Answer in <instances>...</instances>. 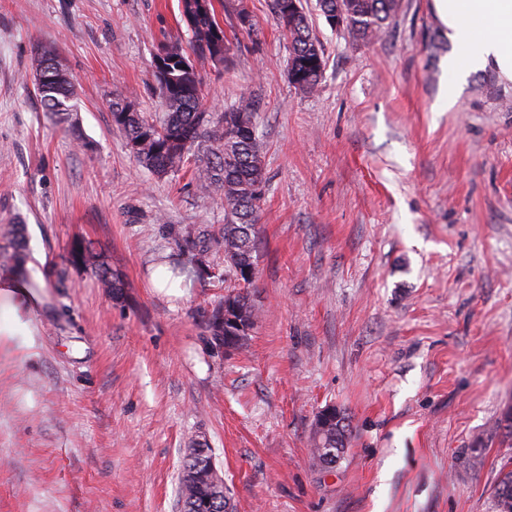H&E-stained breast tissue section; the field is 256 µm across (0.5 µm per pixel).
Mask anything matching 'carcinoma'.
<instances>
[{"label":"carcinoma","instance_id":"cac0c4a2","mask_svg":"<svg viewBox=\"0 0 512 512\" xmlns=\"http://www.w3.org/2000/svg\"><path fill=\"white\" fill-rule=\"evenodd\" d=\"M322 15L340 10L349 20L347 29L364 42L375 40L402 9V0H317ZM180 16H193L188 27L191 34L189 49L177 43L161 45L171 61L166 81L156 80L162 116L148 119L128 104L112 103V123L120 130L126 142L138 145L133 154L136 161L153 174L163 177L193 164L196 170L197 190L202 194H216L224 202V230L217 239V247L224 252L225 271L237 276L238 271L255 264L256 226L260 202L266 187L265 156L256 132L255 104L248 96L228 112L208 111L203 93V82L196 64L188 67L181 60L193 55L199 61H212L216 54L227 59L231 50L228 37L222 44L215 42V30L221 28L217 20L215 0H179ZM273 10L284 25L291 44L289 72L293 73L297 88L314 93L318 90L325 61L323 52L312 36L308 15L304 12L288 14V0H273ZM45 111L63 124L68 121L74 100V84L64 67L56 70V80L49 87H37ZM169 234L186 249L196 248L195 230L189 225H171ZM7 246L0 249V260L19 271L28 259L25 225L13 221L4 232ZM73 267L88 266L101 288L114 299L122 297L124 283L100 255L80 244L75 245L67 259ZM233 300L251 322L258 313L250 296L237 292L224 296V301L213 310L208 328L212 343L224 335L217 321L224 315V302ZM349 421L341 414L339 427L324 438L336 449L341 459L347 447ZM201 463L186 459L180 485L182 512H193V505L210 501L209 512H227V500L216 497L219 490L212 488L199 475L209 468L212 455L200 452ZM498 512H512V471L500 481L496 490Z\"/></svg>","mask_w":512,"mask_h":512}]
</instances>
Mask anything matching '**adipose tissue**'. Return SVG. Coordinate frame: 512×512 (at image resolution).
Instances as JSON below:
<instances>
[{"instance_id":"adipose-tissue-1","label":"adipose tissue","mask_w":512,"mask_h":512,"mask_svg":"<svg viewBox=\"0 0 512 512\" xmlns=\"http://www.w3.org/2000/svg\"><path fill=\"white\" fill-rule=\"evenodd\" d=\"M432 6L452 45L447 99L455 98L466 73L490 66L512 81V0H432ZM38 300L28 277L0 272V305L12 311L14 327L32 315Z\"/></svg>"}]
</instances>
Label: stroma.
<instances>
[{
    "label": "stroma",
    "mask_w": 512,
    "mask_h": 512,
    "mask_svg": "<svg viewBox=\"0 0 512 512\" xmlns=\"http://www.w3.org/2000/svg\"><path fill=\"white\" fill-rule=\"evenodd\" d=\"M218 19L226 65H201L213 111L257 104L266 192L245 348L217 352L224 207L192 170L157 177L112 104L161 111L152 61L188 44L178 0H0V222L21 220L40 302L0 335V512H181L190 440L209 448L229 512H497L512 471V82L469 73L443 97L451 47L431 0H403L372 43L304 0L324 54L319 90L288 77L272 0L255 27ZM53 50L77 109L44 112L35 57ZM192 224L212 274L172 293L161 258L191 266L166 225ZM125 288L55 271L76 242ZM350 418L332 470L311 456L321 410Z\"/></svg>",
    "instance_id": "stroma-1"
}]
</instances>
